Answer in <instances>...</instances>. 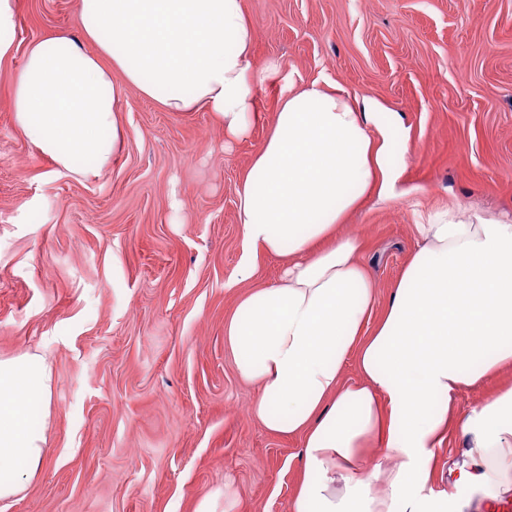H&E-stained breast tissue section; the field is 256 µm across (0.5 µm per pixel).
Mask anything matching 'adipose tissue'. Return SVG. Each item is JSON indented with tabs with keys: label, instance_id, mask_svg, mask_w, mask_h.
<instances>
[{
	"label": "adipose tissue",
	"instance_id": "1",
	"mask_svg": "<svg viewBox=\"0 0 512 512\" xmlns=\"http://www.w3.org/2000/svg\"><path fill=\"white\" fill-rule=\"evenodd\" d=\"M18 0H0V66L17 49ZM80 36L29 42L11 109L25 138L72 174L98 175L120 146L113 71L168 112H208L229 138L258 119L276 61H253L243 0H78ZM390 121L312 82L283 91L237 191L240 279L259 258L277 283L242 295L224 324L239 375L259 388L254 415L301 435L304 475L289 512H450L454 489L512 486V385L468 410L456 399L512 367V222L445 210L414 227L417 248L386 303L340 225L370 191L392 195ZM356 360L357 382L344 380ZM51 373L37 355L0 360V500L41 465ZM459 434L465 463L425 497L436 452Z\"/></svg>",
	"mask_w": 512,
	"mask_h": 512
}]
</instances>
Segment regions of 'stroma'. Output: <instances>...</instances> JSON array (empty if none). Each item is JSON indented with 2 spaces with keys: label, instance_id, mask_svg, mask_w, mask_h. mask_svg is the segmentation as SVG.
Wrapping results in <instances>:
<instances>
[{
  "label": "stroma",
  "instance_id": "stroma-1",
  "mask_svg": "<svg viewBox=\"0 0 512 512\" xmlns=\"http://www.w3.org/2000/svg\"><path fill=\"white\" fill-rule=\"evenodd\" d=\"M254 60L276 59L262 117L228 141L207 112H166L121 72V149L96 178L58 169L16 125V66L0 69V360L44 357L45 457L0 512H288L302 442L264 430L224 322L237 283L236 189L286 88L338 84L398 115L397 196H368L345 232L379 300L416 247L421 213L512 219V0H243ZM79 35L77 0H19L18 47Z\"/></svg>",
  "mask_w": 512,
  "mask_h": 512
}]
</instances>
